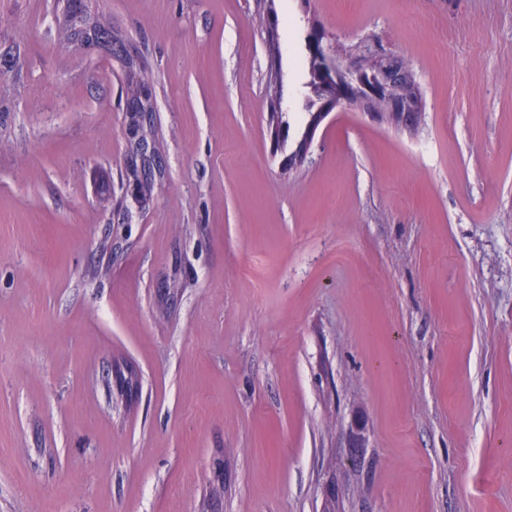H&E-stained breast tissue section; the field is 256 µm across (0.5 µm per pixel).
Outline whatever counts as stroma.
Masks as SVG:
<instances>
[{
    "label": "stroma",
    "mask_w": 512,
    "mask_h": 512,
    "mask_svg": "<svg viewBox=\"0 0 512 512\" xmlns=\"http://www.w3.org/2000/svg\"><path fill=\"white\" fill-rule=\"evenodd\" d=\"M90 5L0 0V512H512V0ZM314 22L423 118L287 172ZM63 23L67 39L80 47L91 48L98 35H107L112 40L111 27L98 15L92 13L87 0H64Z\"/></svg>",
    "instance_id": "stroma-1"
}]
</instances>
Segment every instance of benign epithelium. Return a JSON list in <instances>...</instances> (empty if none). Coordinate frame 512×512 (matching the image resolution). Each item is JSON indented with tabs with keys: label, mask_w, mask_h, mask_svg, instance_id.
I'll return each instance as SVG.
<instances>
[{
	"label": "benign epithelium",
	"mask_w": 512,
	"mask_h": 512,
	"mask_svg": "<svg viewBox=\"0 0 512 512\" xmlns=\"http://www.w3.org/2000/svg\"><path fill=\"white\" fill-rule=\"evenodd\" d=\"M324 37L325 30L312 24L309 44L321 61L326 94L320 107L309 115L301 141L288 156L285 167L290 170L300 166L317 130L340 107L356 106L395 126L415 127L422 120L419 90L403 59L385 53L374 42L359 45L349 54H330Z\"/></svg>",
	"instance_id": "benign-epithelium-1"
}]
</instances>
